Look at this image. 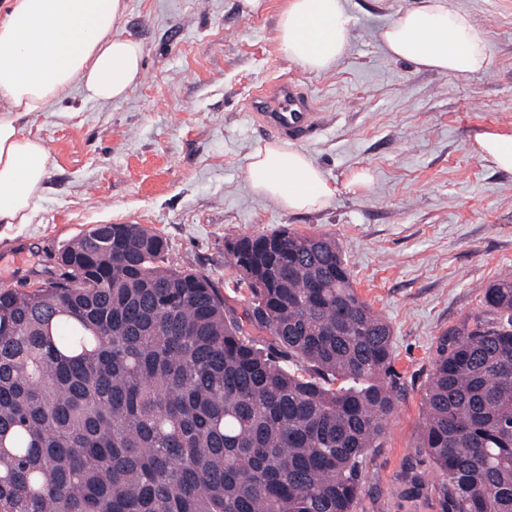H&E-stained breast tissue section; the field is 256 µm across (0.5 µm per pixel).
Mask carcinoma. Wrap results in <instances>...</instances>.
<instances>
[{"instance_id": "obj_1", "label": "carcinoma", "mask_w": 512, "mask_h": 512, "mask_svg": "<svg viewBox=\"0 0 512 512\" xmlns=\"http://www.w3.org/2000/svg\"><path fill=\"white\" fill-rule=\"evenodd\" d=\"M227 250L241 317L143 224L76 237L42 288L0 287V512H356L397 402L391 326L330 237ZM482 306L423 396L447 512H512V277Z\"/></svg>"}]
</instances>
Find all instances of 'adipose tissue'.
I'll return each mask as SVG.
<instances>
[{
	"instance_id": "1",
	"label": "adipose tissue",
	"mask_w": 512,
	"mask_h": 512,
	"mask_svg": "<svg viewBox=\"0 0 512 512\" xmlns=\"http://www.w3.org/2000/svg\"><path fill=\"white\" fill-rule=\"evenodd\" d=\"M125 0H8L0 15V223L26 224L44 190L51 155L22 119L49 111L72 91L123 100L142 75V48L118 33ZM393 58L459 78L490 70L486 30L449 0H418L379 33ZM275 39L311 72L335 66L351 41L345 0H286ZM246 182L289 212L319 210L336 193L304 151L256 146Z\"/></svg>"
}]
</instances>
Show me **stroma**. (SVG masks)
I'll return each instance as SVG.
<instances>
[{
  "mask_svg": "<svg viewBox=\"0 0 512 512\" xmlns=\"http://www.w3.org/2000/svg\"><path fill=\"white\" fill-rule=\"evenodd\" d=\"M417 0H347L352 39L332 69L288 60L275 29L284 0H126L120 33L143 48L141 82L112 103L78 93L23 119L52 164L31 223L0 224V286L44 278L58 251L95 224L156 229L175 266L207 275L244 311L225 242L288 230L335 238L359 296L392 328L402 392L366 461L357 512H444L421 453L423 395L440 338L481 314V291L512 277V172L476 137L512 132V0H452L488 32L493 68L467 78L391 58L380 30ZM299 83L325 124L301 147L336 188L322 210L291 213L253 194L252 150L271 137L247 110L270 81ZM369 170V189L348 186ZM27 262L12 264L15 251ZM427 492L410 493L411 477Z\"/></svg>",
  "mask_w": 512,
  "mask_h": 512,
  "instance_id": "35a3bbf8",
  "label": "stroma"
}]
</instances>
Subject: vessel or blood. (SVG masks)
Here are the masks:
<instances>
[{"instance_id":"vessel-or-blood-1","label":"vessel or blood","mask_w":512,"mask_h":512,"mask_svg":"<svg viewBox=\"0 0 512 512\" xmlns=\"http://www.w3.org/2000/svg\"><path fill=\"white\" fill-rule=\"evenodd\" d=\"M254 121L268 134L300 141L315 135L323 115L316 112L311 98L293 81L279 79L264 85L250 98Z\"/></svg>"}]
</instances>
